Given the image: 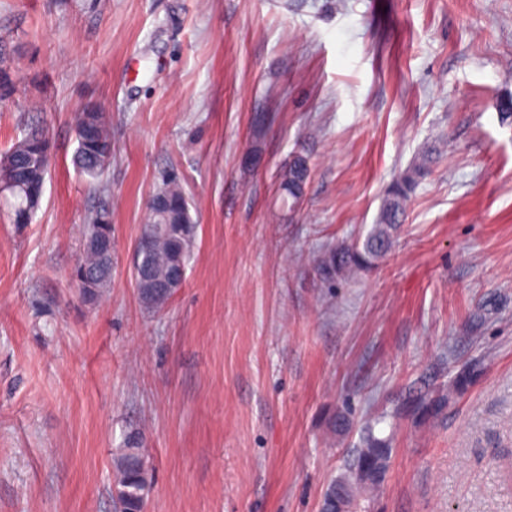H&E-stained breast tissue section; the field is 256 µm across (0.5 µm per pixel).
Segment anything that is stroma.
Returning a JSON list of instances; mask_svg holds the SVG:
<instances>
[{
	"label": "stroma",
	"instance_id": "obj_1",
	"mask_svg": "<svg viewBox=\"0 0 512 512\" xmlns=\"http://www.w3.org/2000/svg\"><path fill=\"white\" fill-rule=\"evenodd\" d=\"M0 35V153L32 116L55 143L30 223L0 198V512H115L131 429L145 512H320L363 422L465 366L441 416L381 425L370 512H512V0H0ZM90 102L112 116L103 193L72 163ZM434 144L392 250L325 287L323 245L364 237ZM170 170L197 237L149 314L132 252ZM101 204L115 267L88 303L71 272ZM309 175L308 161L301 155L289 159L279 172V189L292 202H298L304 191ZM140 432L131 430L113 459L119 512L143 510L151 484V470Z\"/></svg>",
	"mask_w": 512,
	"mask_h": 512
}]
</instances>
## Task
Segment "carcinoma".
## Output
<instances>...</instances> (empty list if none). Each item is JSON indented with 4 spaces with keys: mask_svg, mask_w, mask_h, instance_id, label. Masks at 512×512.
Here are the masks:
<instances>
[{
    "mask_svg": "<svg viewBox=\"0 0 512 512\" xmlns=\"http://www.w3.org/2000/svg\"><path fill=\"white\" fill-rule=\"evenodd\" d=\"M7 42L0 37V101L8 100L13 82L8 70ZM77 148L74 164L93 183H99L105 169L112 163V120L98 106L85 105L73 114ZM53 158V141L48 130L39 123L27 127L22 139L0 154V195L13 198L15 221L26 223L38 207L44 191L46 175ZM432 151L422 153L389 187L378 218L367 234L353 245L340 244L327 248L317 259L315 269L324 283L336 281L359 270L372 268L391 249L405 213L406 203L428 171ZM309 175L308 161L301 155L289 159L279 172V189L294 202L301 199ZM156 195L164 197L166 209L158 211L154 203L148 206V222L141 236H151L155 279L163 281L172 270L187 269L191 258L196 226L190 215L188 199L175 175H167ZM96 234L112 236V213L99 206L87 218L82 238ZM72 280L81 288L84 298L97 301L112 280V264H105L90 251L81 257L72 272ZM177 287L158 288L144 285L139 301L147 312L163 309ZM470 372L462 370L453 382V388L433 390L421 385L413 390L406 408L428 418L438 417L448 405L453 391L465 386ZM391 441L379 437L375 425L363 427L356 454L347 474L333 481L327 489L321 512H368L365 494L378 490L386 480L391 458ZM114 463V483L119 512H140L147 502L151 484V470L140 432L131 430L117 449Z\"/></svg>",
    "mask_w": 512,
    "mask_h": 512,
    "instance_id": "obj_1",
    "label": "carcinoma"
}]
</instances>
